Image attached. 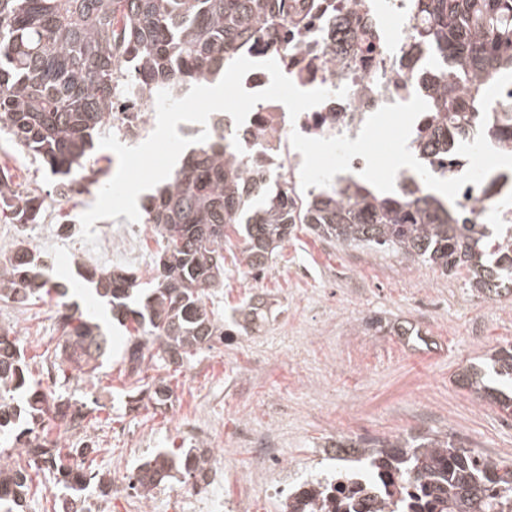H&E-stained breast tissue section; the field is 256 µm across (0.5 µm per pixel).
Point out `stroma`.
Segmentation results:
<instances>
[{"label": "stroma", "mask_w": 512, "mask_h": 512, "mask_svg": "<svg viewBox=\"0 0 512 512\" xmlns=\"http://www.w3.org/2000/svg\"><path fill=\"white\" fill-rule=\"evenodd\" d=\"M19 191L46 196L40 221L12 223L0 212V245L26 240L48 263L54 281L77 280L84 266L110 269L112 238L126 216L96 221L99 248L81 239L80 216L99 185L63 198L41 162L0 134V167ZM245 265L226 257L224 285L210 308L229 320L255 295L266 302L260 328L235 333L183 367L156 362L148 374L164 378L167 406H126L132 386L121 362L126 330L110 328L112 359L93 373L59 370L60 341L54 299L19 307L0 300V328L14 331L33 376L45 391L64 390L93 403L80 432L49 423L50 434L89 446L92 471L125 481L127 473L159 449L189 447V426L206 424L224 459V496L249 490L260 512H279L261 500L252 481L253 457L240 439L243 427L275 438L286 460L316 468L329 438L375 440L440 431L495 459L512 462V415L461 388L456 379L487 350L512 344V295L491 299L467 288L464 274L444 273L403 256L318 239L305 227L274 256L257 285L244 288ZM407 321L422 339L407 341L379 330L378 322Z\"/></svg>", "instance_id": "35a3bbf8"}]
</instances>
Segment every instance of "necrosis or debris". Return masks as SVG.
Wrapping results in <instances>:
<instances>
[{"instance_id":"obj_1","label":"necrosis or debris","mask_w":512,"mask_h":512,"mask_svg":"<svg viewBox=\"0 0 512 512\" xmlns=\"http://www.w3.org/2000/svg\"><path fill=\"white\" fill-rule=\"evenodd\" d=\"M305 18L303 29L282 19L267 30L251 60L277 58L281 71L302 90L325 88L332 98L290 118L278 101L259 102L242 125L225 112L209 118L210 134L223 137L227 155L242 159L248 182L261 190L286 185L309 193L319 187V176L310 168L308 150L322 146L334 150L333 169L337 190H345L353 171L366 165L364 132L388 114L407 112L411 123L403 142L408 159L395 162L392 178L397 190L413 185L408 165L417 159L430 177L458 179L455 205L472 224L512 225V208L500 200L512 191V183L500 179L486 157L453 153L428 154L422 141L432 128L421 104L422 80L428 72L423 52L414 44V33L423 24L411 0H290ZM346 89L343 98L335 97ZM126 120L114 124L113 134L135 145L155 129V98L137 89L124 95ZM273 496L295 491L314 512H392L408 508L414 488L400 477L381 482L359 472H340L332 490L305 481L295 483V464L285 462L277 449L255 451ZM243 500L224 497L223 482L202 483L183 491L178 512H243Z\"/></svg>"}]
</instances>
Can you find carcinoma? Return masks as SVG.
Here are the masks:
<instances>
[{"label": "carcinoma", "mask_w": 512, "mask_h": 512, "mask_svg": "<svg viewBox=\"0 0 512 512\" xmlns=\"http://www.w3.org/2000/svg\"><path fill=\"white\" fill-rule=\"evenodd\" d=\"M415 7L425 19L415 42L435 59L428 100L437 128L429 145L442 155L470 134L459 115L464 90L478 99L484 75L512 72V0H415ZM287 11L288 0H0V133L38 158L61 193L73 192L89 176L107 172L99 162L110 158L93 155L95 141L119 119L126 83L156 93L212 84L227 61L248 55ZM471 120L493 144L512 146V106L493 130L483 128L481 112ZM45 204L43 197L19 193L9 171L0 169V208L14 223H37ZM143 211L164 242L147 287L123 268H95L80 278L113 318L132 326L122 363L157 407L167 404L171 389L163 379L144 382L149 364L159 359L182 367L224 339V322L211 316L208 302L222 283L232 232L241 237L252 270L264 269L296 225L305 224L327 242L391 250L447 273L464 268L469 287L488 298L512 293V233L504 225L468 224L424 190L368 192L354 201L334 187L309 197L280 187L255 195L243 162L224 157L222 136L191 151L145 198ZM0 254V298L25 304L56 294L61 363L85 373L100 368L112 352L106 329L72 311L70 288L44 279L24 242ZM261 305L244 302L233 326L247 329L262 316ZM489 360L493 373L512 383V346L492 350ZM457 382L512 414V393L491 386L482 367L465 368ZM86 408L31 386L18 338L0 331V431L13 437V447L0 448V512H22L32 470L48 472L69 491L64 512H81L77 504L89 483L105 486L106 476L86 470L89 448H71L36 430L50 418L80 428ZM364 453L369 472L393 471L417 484L421 512L512 508V463L486 458L446 434L378 441ZM206 458L202 448L155 452L137 467L138 483L145 492L178 474L196 483Z\"/></svg>", "instance_id": "1"}]
</instances>
